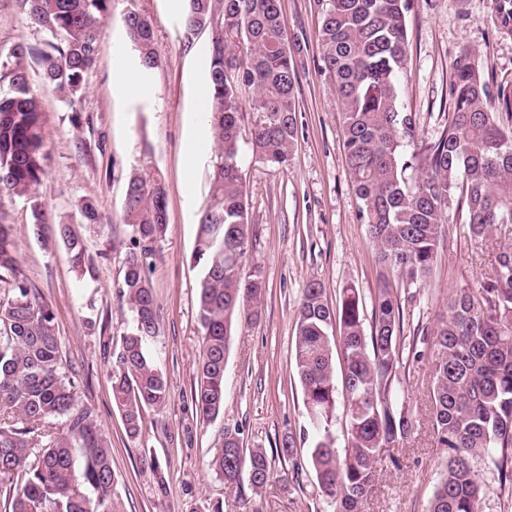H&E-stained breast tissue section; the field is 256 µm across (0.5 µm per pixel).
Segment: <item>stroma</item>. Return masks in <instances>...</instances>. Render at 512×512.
<instances>
[{
    "mask_svg": "<svg viewBox=\"0 0 512 512\" xmlns=\"http://www.w3.org/2000/svg\"><path fill=\"white\" fill-rule=\"evenodd\" d=\"M281 8L289 41L300 45L297 139L287 165L249 157L242 164L250 222L242 265L244 272H261L265 291L257 317L233 333L224 365V411L207 423L197 417L191 397L202 351L192 252L213 147L204 117L195 110V93L206 80L213 32L208 27L186 32L184 11H170L166 0H112V16L73 109L44 86L36 60L27 61L47 115L45 174L35 197L64 222L75 221L82 199L95 200L100 223L79 228L91 270L75 268L63 246L48 248L36 239L28 201L16 199L6 208L17 232L19 266L52 306L62 345L79 370L78 397L96 409L111 438L120 512H210L216 501L223 502L224 512H329L311 472L292 478V464L278 450L283 436L298 433L306 421L292 369L303 291L316 280L328 300L352 286L369 301L390 273L359 218L340 104L319 69L322 6L318 0H281ZM132 9L153 25L158 64L142 78L143 92L117 95L112 91L117 72L137 67L125 24ZM407 28L402 104L417 115L419 140L434 141L447 127L450 83L463 52L483 65L490 85L512 83V32L499 27L492 0H412ZM44 39L22 20L16 0H0V50ZM192 134L197 150L190 155L185 146ZM145 162L160 173L166 189L167 232L151 283L159 322L154 347L162 356L170 397L162 408L146 412L143 435L133 441L112 405L108 370L129 322L118 298L129 242L122 221L126 175ZM507 244L512 235L493 233L481 246L461 225H447L432 275L423 285L400 288L402 344L422 353L418 360L404 357L397 380L415 429L402 446L382 450L366 512H426L442 463L430 422L433 332L449 296L484 285ZM228 429L240 430L245 447L266 450L274 476L261 493H252L245 482L225 486L209 470L208 459ZM155 459L167 481L162 491L151 470ZM476 470L484 488L483 512H512V482L501 480L491 460L478 461Z\"/></svg>",
    "mask_w": 512,
    "mask_h": 512,
    "instance_id": "35a3bbf8",
    "label": "stroma"
}]
</instances>
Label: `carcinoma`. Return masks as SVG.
I'll list each match as a JSON object with an SVG mask.
<instances>
[{"label":"carcinoma","instance_id":"obj_1","mask_svg":"<svg viewBox=\"0 0 512 512\" xmlns=\"http://www.w3.org/2000/svg\"><path fill=\"white\" fill-rule=\"evenodd\" d=\"M25 22L44 33L37 51L44 84L72 106L112 13V0H16ZM412 0H325L320 70L342 106L344 147L359 217L368 226L380 262L397 284L426 279L445 225L465 217L481 243L512 224V85L491 86L475 60L461 62L450 84L452 116L433 142L417 141V115L402 105L408 80L407 16ZM500 26L512 30V0H493ZM125 23L140 65H157L151 21L129 12ZM187 30L214 32L206 82L207 117L215 143L209 201L197 224L192 259L198 267L197 319L202 355L192 400L204 422L224 410V361L243 319L258 315L265 288L261 273L248 278L241 262L249 243L241 174L240 91L256 90L249 148L252 158L288 163L298 133L293 52L280 0H187ZM28 47L0 51V281L11 285L0 302V476L8 512H119L114 497L112 443L94 408L78 401L72 361L62 350L52 306L23 275L5 199L32 200V232L45 245L62 244L75 267L86 246L77 224H98L94 200L79 205L78 223L54 222L34 200L45 174V114L23 58ZM123 223L130 247L119 299L130 315L112 353V400L128 438L142 436L143 415L169 398L167 378L152 347L157 332L150 274L167 230L166 190L155 168L127 176ZM353 287L328 302L321 283L304 290L293 348L307 427L281 441L282 453L311 469L318 492L334 512H364L377 481L382 449L414 429L394 385L402 361L403 307L398 292L382 288L371 305ZM429 399L443 469L427 512H483L476 462L499 455L502 478L512 480V248L499 253L479 290L448 299V314L433 332ZM344 447L336 446L338 398ZM62 419V429L52 420ZM226 431L208 468L227 486L241 482L259 493L273 477L263 448L239 446ZM309 443L302 449L297 443ZM37 452H32V449Z\"/></svg>","mask_w":512,"mask_h":512}]
</instances>
